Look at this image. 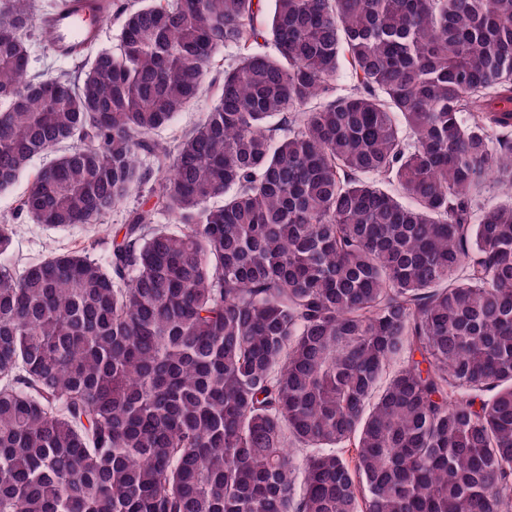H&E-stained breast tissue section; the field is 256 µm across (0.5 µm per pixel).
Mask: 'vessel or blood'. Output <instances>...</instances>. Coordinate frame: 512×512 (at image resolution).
<instances>
[{
	"instance_id": "obj_1",
	"label": "vessel or blood",
	"mask_w": 512,
	"mask_h": 512,
	"mask_svg": "<svg viewBox=\"0 0 512 512\" xmlns=\"http://www.w3.org/2000/svg\"><path fill=\"white\" fill-rule=\"evenodd\" d=\"M102 3L103 0H68L63 12L44 19V26L56 35L53 50L59 58L68 60L81 55L89 41L100 37V23L108 17Z\"/></svg>"
}]
</instances>
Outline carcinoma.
Returning a JSON list of instances; mask_svg holds the SVG:
<instances>
[{"mask_svg": "<svg viewBox=\"0 0 512 512\" xmlns=\"http://www.w3.org/2000/svg\"><path fill=\"white\" fill-rule=\"evenodd\" d=\"M112 11L39 79L0 0V190L57 152L36 224L153 198L106 265L0 266V512H512V0ZM217 95V84L211 85L208 80L196 104L188 111L182 112L176 116L169 126L158 130L155 133L154 138L162 141H171L178 137L185 129H188L193 123L201 118L202 112L206 111Z\"/></svg>", "mask_w": 512, "mask_h": 512, "instance_id": "1", "label": "carcinoma"}]
</instances>
